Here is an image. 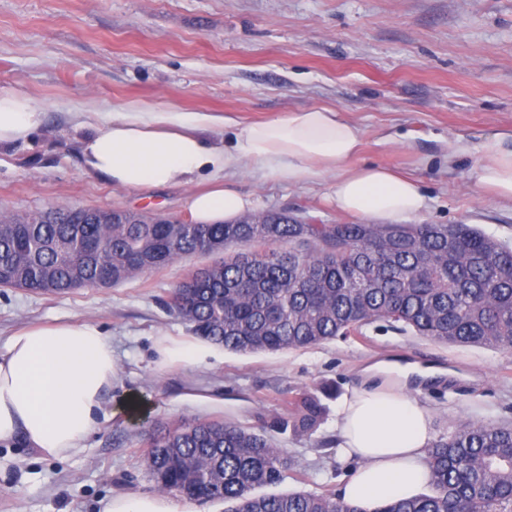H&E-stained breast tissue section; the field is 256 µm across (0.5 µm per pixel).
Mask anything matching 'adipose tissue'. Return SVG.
<instances>
[{
  "label": "adipose tissue",
  "instance_id": "obj_1",
  "mask_svg": "<svg viewBox=\"0 0 512 512\" xmlns=\"http://www.w3.org/2000/svg\"><path fill=\"white\" fill-rule=\"evenodd\" d=\"M85 128L81 155L86 170L130 190L189 186L206 180L187 207L193 223L233 221L250 205L224 179L243 162L301 183L336 177L333 201L341 213L387 221L420 213L426 196L418 181L376 164H355L361 129L326 105L289 111L249 124L220 112H180L172 107L130 106L118 112H77ZM43 110L28 94L0 89V147L25 142L41 127ZM230 131L216 143L208 131ZM512 133L497 131L481 145L478 182L494 199L512 203ZM160 363L188 365L221 360L217 344L160 337ZM433 371L379 361L362 370L360 387L340 412L341 451L355 473L341 488L364 512L419 495L430 482L425 450L431 413L409 387L411 377ZM117 376L112 336L92 322L30 325L0 347V442L22 440L42 456L66 458L83 451L97 430L105 394ZM102 512H193L189 502L158 495L115 496Z\"/></svg>",
  "mask_w": 512,
  "mask_h": 512
}]
</instances>
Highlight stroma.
<instances>
[{"instance_id": "35a3bbf8", "label": "stroma", "mask_w": 512, "mask_h": 512, "mask_svg": "<svg viewBox=\"0 0 512 512\" xmlns=\"http://www.w3.org/2000/svg\"><path fill=\"white\" fill-rule=\"evenodd\" d=\"M0 87L45 111L30 141L0 150V211L112 206L189 220L188 188L117 189L85 170L70 115L87 104L173 106L242 123L325 104L361 128L357 163L419 181L427 207L414 223L469 224L512 246V204L477 180L485 136L512 128V0H0ZM230 180L252 214L348 220L330 200L333 176L291 184L246 167ZM214 260L198 254L65 295L0 288V345L25 324L93 321L111 334L120 365L78 455L0 443V512H101L108 498L156 493L144 466L152 428L193 419L272 427L301 391L324 413L306 435L272 432L295 463L276 490L340 491L355 464L330 445L338 407L360 368L379 359L447 369L419 395L435 435L462 421L512 423V349L443 345L384 322L308 349L159 365V337H193L167 305L172 289Z\"/></svg>"}]
</instances>
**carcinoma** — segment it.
Masks as SVG:
<instances>
[{"instance_id": "1", "label": "carcinoma", "mask_w": 512, "mask_h": 512, "mask_svg": "<svg viewBox=\"0 0 512 512\" xmlns=\"http://www.w3.org/2000/svg\"><path fill=\"white\" fill-rule=\"evenodd\" d=\"M170 306L193 333L241 354L319 346L384 321L446 345L512 349V248L468 224H297L267 213L234 224L155 221L110 208L0 211V288L124 282L203 252ZM279 430H312L323 408L305 393ZM161 491L218 500L224 512H364L333 492L258 496L293 466L262 433L187 420L149 437ZM430 492L375 512H512V425L464 423L427 451Z\"/></svg>"}]
</instances>
